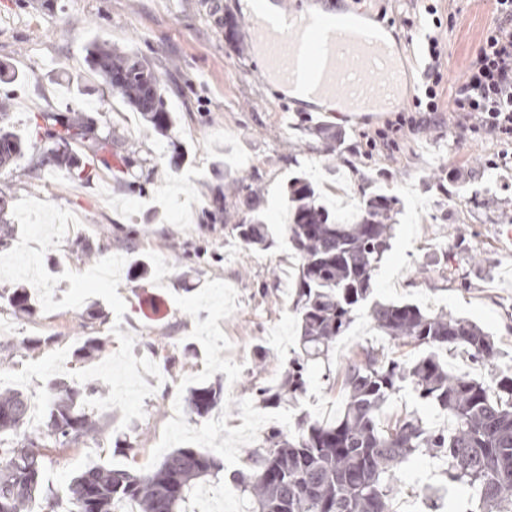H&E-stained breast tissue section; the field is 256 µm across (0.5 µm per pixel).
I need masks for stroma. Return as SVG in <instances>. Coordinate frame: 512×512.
Instances as JSON below:
<instances>
[{
  "mask_svg": "<svg viewBox=\"0 0 512 512\" xmlns=\"http://www.w3.org/2000/svg\"><path fill=\"white\" fill-rule=\"evenodd\" d=\"M247 2L0 0V61L21 75L0 84V124L21 134L40 112L85 116L100 133H114L122 156L132 161L116 168L96 162L86 181L63 172L29 173L26 158L0 169V192L9 203L32 197L78 219L70 236L43 255L46 271L60 279L55 300L70 288L63 272L90 268L87 253L152 266L145 280L121 273L117 292L126 310L120 318L98 297L31 319L0 302V322L15 340L0 348V371H19L62 349L67 371L85 370L117 351L122 332L133 336L134 356L152 359L163 377L143 401V418L132 419L128 429L120 427V408H107L101 415L110 422L108 432L49 449L46 478L55 487L96 463L149 472L178 447L213 450L229 472L245 467L272 425L290 430L301 414L318 422L339 415L345 405L340 375L359 345L406 357L363 311L336 341L328 364L311 368L297 405L273 409L258 402L256 387L277 385L298 349L291 284L298 260L282 237L285 188L296 175L310 177L325 203L343 214L365 193L399 198L392 249L377 271L373 301H409L465 318L512 353V167L491 165L499 153L512 154V143L465 135L447 110L490 21V6L484 0H329L370 22L388 21L399 64L412 78L394 104L355 113L333 100L324 106L297 101L273 83ZM230 19L238 23L232 35L224 27ZM431 36L447 52L440 124L402 129L396 146L368 151L365 134L385 128L398 113H414ZM96 39L136 51L159 74L176 117L167 136L148 130L139 113L90 76L87 48ZM327 133L336 137L328 153L322 150ZM253 208L279 239L268 250L236 252L234 227ZM89 336L105 338L102 356H76ZM328 370L333 379L325 378ZM218 379L224 383L219 415H193L174 427L169 400L184 401L191 388ZM412 411L436 428L446 422L438 408L407 390L390 399L381 421ZM128 432L132 449L119 448L118 438ZM441 470L424 452L398 465L392 484L398 512H433L430 487L466 504Z\"/></svg>",
  "mask_w": 512,
  "mask_h": 512,
  "instance_id": "obj_1",
  "label": "stroma"
}]
</instances>
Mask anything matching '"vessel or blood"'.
Segmentation results:
<instances>
[{"mask_svg": "<svg viewBox=\"0 0 512 512\" xmlns=\"http://www.w3.org/2000/svg\"><path fill=\"white\" fill-rule=\"evenodd\" d=\"M267 19L257 31L263 53L288 84L313 95H335L362 111L400 96L403 78L392 48L373 28L348 13L298 14L278 0L268 15L267 0H255Z\"/></svg>", "mask_w": 512, "mask_h": 512, "instance_id": "b4317fda", "label": "vessel or blood"}]
</instances>
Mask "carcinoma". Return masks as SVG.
Wrapping results in <instances>:
<instances>
[{
    "label": "carcinoma",
    "mask_w": 512,
    "mask_h": 512,
    "mask_svg": "<svg viewBox=\"0 0 512 512\" xmlns=\"http://www.w3.org/2000/svg\"><path fill=\"white\" fill-rule=\"evenodd\" d=\"M92 76L107 82L124 102L163 135L173 124L161 91V79L134 52H119L105 41L89 48ZM34 136L52 143L31 157L30 170L64 169L73 178L90 179L86 164L67 153L74 144L92 155L112 152V135H101L80 116L41 112ZM36 147L32 139L0 128V168L14 164ZM288 193V244L299 260L293 310L300 329V352L288 360L281 382L256 388L260 403L274 407L282 397L302 395L308 364L327 359L333 342L344 335L371 294L374 276L391 249L388 224L398 200L369 195L349 221L321 200L317 186L303 176ZM242 246L270 249L275 238L263 216L252 211L235 225ZM15 312L34 316L30 291L17 287L6 296ZM369 316L378 331L399 346L422 352L412 360L389 358L361 345L349 358L342 380L347 401L331 422L302 415L290 437L273 426L263 446L253 451L251 468L234 471L230 481L249 503V512H393L394 469L425 449L445 463L448 482L462 488L465 512H512V369L495 362L503 356L492 336L477 325L447 313H431L411 303H374ZM100 336L87 337L76 350L90 358L102 348ZM460 350L480 366H493L490 381L458 375L440 357ZM411 389L453 420L433 429L405 414L383 426L379 413L392 396ZM51 402L43 426L28 431L31 403L24 393L0 392V512H190L194 490L224 474V459L190 447L168 453L157 469L142 473L112 465H93L74 476L62 491L46 482L45 449L68 447L101 435L104 425L86 413L84 401L103 395L93 383L82 387L62 380L48 385ZM224 401V383L194 387L188 410L206 416Z\"/></svg>",
    "instance_id": "cac0c4a2"
}]
</instances>
